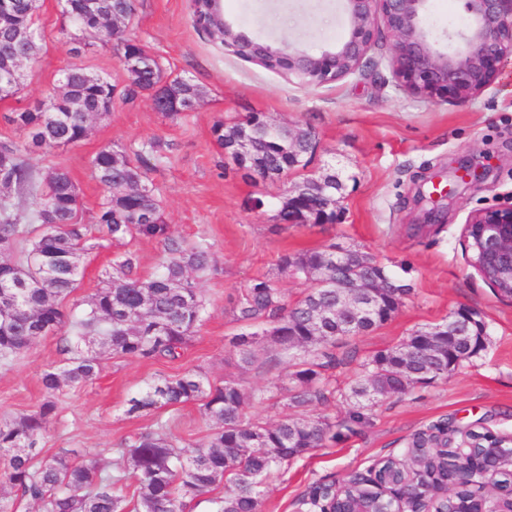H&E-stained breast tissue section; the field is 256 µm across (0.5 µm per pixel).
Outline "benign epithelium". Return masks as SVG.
Instances as JSON below:
<instances>
[{
	"label": "benign epithelium",
	"mask_w": 512,
	"mask_h": 512,
	"mask_svg": "<svg viewBox=\"0 0 512 512\" xmlns=\"http://www.w3.org/2000/svg\"><path fill=\"white\" fill-rule=\"evenodd\" d=\"M427 0H343L349 21L342 41L315 54L293 44L272 47L256 43L212 14L218 27L212 35L246 60L265 64L272 71L300 84L319 87L338 82L360 71L363 60L382 40L388 44V64L398 84L408 93L425 99L466 102L497 79L504 60L512 57V0H464L468 23L460 33L461 45L448 52L436 48L424 26ZM473 241L475 269L497 295L512 298V206L474 211L468 215L463 243ZM373 296L354 288L339 311L357 321L370 315ZM475 428L456 429L443 435L448 447L462 457L473 447ZM487 463L462 477L446 478L442 495H455L459 483L472 487L480 507L475 512H512V488H503L501 475L512 467V436L486 427L481 431ZM375 494L396 505L392 512H429L414 508L420 493L415 483H376Z\"/></svg>",
	"instance_id": "1"
}]
</instances>
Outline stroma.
<instances>
[{
  "label": "stroma",
  "mask_w": 512,
  "mask_h": 512,
  "mask_svg": "<svg viewBox=\"0 0 512 512\" xmlns=\"http://www.w3.org/2000/svg\"><path fill=\"white\" fill-rule=\"evenodd\" d=\"M36 26L41 50L24 66L17 95L0 100V143L24 142L11 113L42 99L64 67L76 63L117 88L130 78L119 56L95 46L68 53L72 27L60 0H39ZM224 18L251 37L274 45L290 42L316 52L343 40L349 24L340 0H224ZM425 27L440 49L457 46L467 15L461 0H428ZM127 37L145 44L160 60L165 78L181 75L204 95L189 113L169 118L149 94L115 99L111 113L94 119L79 145L28 159L38 176L60 168L79 191L77 220L94 224L103 190L92 157L109 145L140 152L170 233L187 244L207 245L216 260L199 286L207 309L180 358L144 361L107 355L92 382L63 386L56 411L39 440L46 454L61 449L98 454L107 471L124 467L117 448L138 433L167 425L179 444L202 442L209 424L199 403L130 413L129 401L154 382L199 369L210 382L235 380L245 394L288 386L287 363L260 345L259 361L242 369L231 343L247 331L237 319V299L255 279L275 274L279 256L328 242L357 246L413 287L400 310L374 331L353 338L350 357L336 375L346 382L375 352L399 344L412 332L442 322L458 307L480 313L488 327L485 348L451 376L386 399L367 424L343 431L336 441L282 464L265 487L262 512H296L299 500L322 485L367 473L374 460L400 455L415 434L433 425L463 427L480 422L512 434V300L499 297L471 267L462 230L471 211L512 205V58L479 97L429 102L410 95L392 78L386 46L372 51L361 71L320 87H305L224 50L198 30L191 0H137ZM258 113L266 119L310 129L317 147L307 168L274 182H256L228 169V157L212 133L216 122ZM160 142V152L144 143ZM336 171L343 188L332 224H276L272 204L304 179ZM264 207H255V199ZM423 226L422 236L411 234ZM138 272L157 270L161 246L133 239H97L82 260L70 309L101 286L105 270L125 252ZM61 337L39 338L11 362L0 361V422L39 410L46 399L44 370L62 365Z\"/></svg>",
  "instance_id": "35a3bbf8"
}]
</instances>
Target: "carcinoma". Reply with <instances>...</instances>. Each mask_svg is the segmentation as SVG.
<instances>
[{"instance_id": "1", "label": "carcinoma", "mask_w": 512, "mask_h": 512, "mask_svg": "<svg viewBox=\"0 0 512 512\" xmlns=\"http://www.w3.org/2000/svg\"><path fill=\"white\" fill-rule=\"evenodd\" d=\"M9 14L0 15V38L8 26L20 23L31 37L13 45V54L0 58V67L15 57L34 59L40 51L34 14L37 0H7ZM76 23L82 47L112 42V26L89 16ZM120 57L140 62L141 71L131 74L123 96L133 99L142 92L152 94L156 109L167 116L191 112L203 91L192 80L176 76L167 81L165 93L155 92L162 69L145 45L126 39L118 48ZM64 94L55 87L48 94L49 108L34 112H14L9 121L24 131L29 143H0V152L10 155L8 169L0 185L26 196L38 189L33 167L24 151L37 148L51 152L63 144L71 146L87 136L85 115L98 110L102 102L116 95L114 85L70 64L62 70ZM176 95L179 110L161 104L164 94ZM213 133L236 169L246 171L255 181L269 172L283 177L290 170L307 165L305 155L313 141L296 143L288 133L273 126L259 114L243 120L215 124ZM246 135L254 143L252 155H238L234 141ZM96 177L107 192L96 221L97 231L114 241L155 240L162 245L159 272L142 277L130 252L112 263L103 285L83 303L79 313L69 318L60 305L76 288L79 268L71 269L66 259L82 255L93 239L90 227L77 222L79 196L67 172L53 170L44 179L40 206L33 219L41 224L50 213L56 223L46 229H23L12 205L0 204V246L7 252L18 250L16 268L4 266L0 274H19V286L7 296L0 295V358L9 362L35 340L70 327L71 336L62 339L61 351L69 354L65 364L41 374L40 383L49 396L40 409L11 422L0 423V452L8 457L0 483L16 495L40 506L41 512H183L184 500L204 495L224 482L230 489L215 501L216 512H261L263 487L276 467L301 457L314 448L336 439L342 428L352 429L368 421V411L378 402L404 395L417 384H427L454 372L476 356L481 331L463 326L460 331L472 338V347L456 348L448 357V347H440L434 337L416 330L401 343L376 352L360 364L361 371L347 391L337 385L336 369L344 359L336 349L343 340L369 333L382 326L399 310L403 298L380 295L374 299L370 317L353 326L336 316V300L348 288H365L376 279L391 286L411 288L396 277L371 253L353 248L354 260L336 269V243L314 249L283 253L273 277L255 280L242 294L238 320L256 324L261 333L242 332L233 338L240 360L251 365L256 353V336L289 356V400L297 408L325 404L338 397L349 402L340 419L285 417L276 423L247 420L248 400L233 380L211 383L200 370H188L152 384L130 400L128 412L157 406L201 402L211 432L193 451L174 445L163 425L137 434L120 446L119 453L129 470L112 474L104 470L97 455L89 452L77 461L69 453L45 456L38 437L56 410L50 397L64 384L94 380L102 369V350L139 360H175L198 331L206 309V299L196 281L215 269L213 253L204 244L188 245L169 233L153 189L139 160L114 147L101 149L92 161ZM324 183L315 206L336 221L338 194L342 182L336 173L303 184ZM309 284L303 297L290 304L282 293L284 279ZM459 460L452 450L420 446L405 463H392L389 477L411 474L424 485L456 468ZM132 480L134 491L126 500L123 488Z\"/></svg>"}]
</instances>
